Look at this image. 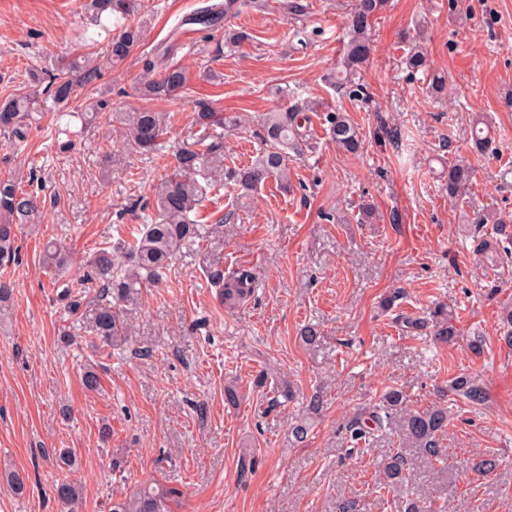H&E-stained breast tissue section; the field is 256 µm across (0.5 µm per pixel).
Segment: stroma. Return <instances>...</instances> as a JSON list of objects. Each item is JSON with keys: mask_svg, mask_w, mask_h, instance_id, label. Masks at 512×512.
Masks as SVG:
<instances>
[{"mask_svg": "<svg viewBox=\"0 0 512 512\" xmlns=\"http://www.w3.org/2000/svg\"><path fill=\"white\" fill-rule=\"evenodd\" d=\"M304 17L276 8L244 12L250 43L213 59L183 43L175 59L189 72L186 89L152 107L169 113L167 146L181 144L200 107L233 112L242 123L224 134V168L258 155L263 113L276 107L326 103L346 112L363 139L360 154L338 151L325 133L326 114L310 113L303 154L293 157L292 189L267 182L247 198L233 181L208 194L199 244L183 250L159 286L144 289L130 310L135 333L101 351L84 319L59 296L86 270L92 254L136 234L129 207L149 199L164 163L130 154L104 171L102 153L122 146L119 130L100 119L71 120L68 156L52 135L57 115L43 113L24 147L0 138V178L37 171L46 181L39 223L26 225L19 264L0 267L14 285L0 318V469L29 475L23 496L0 481V512H63L54 485L61 476L46 450L67 448L77 467L69 478L82 489L78 512H109V500L155 480L178 494L170 512H336L342 498L363 512H404L401 493L378 490L388 439L348 454L341 428L399 388L417 406L436 387L465 373L484 383L489 399L478 410L451 404L446 446L449 467L434 476L419 454L411 459L417 488L438 512H512V351L498 340V313L512 301V265L478 263L474 215L512 213V0H388L371 31L372 54L358 74L369 93L354 102L327 82L347 41L352 0H306ZM87 0H0V97L15 92L35 61L51 65L90 53L95 28ZM205 0H140L147 20L141 52L171 36ZM427 33L431 64L448 76L443 94L426 90L422 74L403 59L417 28ZM137 58L102 74L95 98L108 111L138 107ZM494 128V160L471 153L475 114ZM467 157L476 169L464 203L451 202L439 178L442 164ZM372 205L380 219L359 223ZM232 220H225V213ZM71 252L67 269L45 274L39 259L47 240ZM225 270L244 269L253 295L237 309L217 299L209 254ZM402 289L398 310L425 315L452 306L463 335L484 336L473 358L464 343L446 345L402 333L379 302ZM319 339L302 343V326ZM101 382L87 391L82 376ZM289 384L296 400L263 412L259 372ZM246 385L238 408L224 404V385ZM320 392L324 408L308 442L288 445L290 420L302 417ZM254 467L241 473L243 452ZM494 454V477L472 471V460Z\"/></svg>", "mask_w": 512, "mask_h": 512, "instance_id": "obj_1", "label": "stroma"}]
</instances>
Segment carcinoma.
<instances>
[{"mask_svg":"<svg viewBox=\"0 0 512 512\" xmlns=\"http://www.w3.org/2000/svg\"><path fill=\"white\" fill-rule=\"evenodd\" d=\"M139 0H91L92 21L105 33L107 43L101 53L93 52L77 59L61 61L48 70L32 66L25 85L16 92L0 99V136L14 146L27 141L33 123L41 112H62L88 123L96 118L121 125L125 145L144 155L158 154V147L167 134V116L149 107H134L121 112H100L105 102H86L89 87L103 71L118 67L133 56L141 46L144 23L125 22L128 16L138 12ZM384 0H354L348 19L349 40L345 45L339 69L333 74V84L346 89L348 97L363 101L368 93L365 86L354 76L366 64L371 54L370 31L378 18ZM267 0H217L197 9L185 19L189 25H199L206 31L224 30L219 37L208 38L199 45L201 54L220 56L224 48H238L251 42L253 36L243 28L222 27L223 20L233 11L241 9L262 10ZM278 8L288 16L305 15L304 0H279ZM177 47L173 44L153 54L140 57L144 79L136 88L144 100L168 99L187 87L188 72L174 62ZM406 69L421 72L428 78V90L442 93L448 78L431 65L426 50L415 45L405 58ZM306 116L302 108H280L266 112L262 117L265 148L250 164L234 173L235 181L243 193L248 194L268 180H274L282 188H288L290 179V153H297L305 142L302 121ZM202 136L186 142L166 161L167 173L156 186L152 201L145 202L142 210H153L143 217L137 236L130 242L117 243L112 249L101 248L89 265L79 287L93 289L98 302L90 309L88 333L97 338L100 347H112L132 335V325L127 319L130 307L136 305L142 288L159 281L173 258L190 248L200 238L203 202L208 193L224 187V134L222 130L238 125V117L224 116L203 108L194 117ZM327 135L336 148L345 153H357L362 149L359 128L344 112H331L327 119ZM493 145L489 128L484 119L475 116L472 132V151L484 155ZM475 179L471 162L460 157L448 163L444 175L448 199L453 201L467 194ZM41 199L38 193L21 186L15 177L0 179V262L10 263L19 258L18 233L25 224L38 222ZM474 224H491L492 232L479 238L477 255L486 262H496L509 255L512 244V216L495 213L478 215ZM67 253L55 241L46 242L41 254V266L45 270L58 271L64 267ZM215 276L221 281L218 298L222 305L231 309L243 304L251 295L252 283L248 272H236L224 276L219 261L210 263ZM396 323L401 331L421 335L434 326V337L441 343L455 344L461 334L457 327L455 310L437 305L430 317L397 315ZM499 324L503 335L499 341L512 349V303L505 304L500 312ZM447 395L455 402L473 408H482L487 401V391L476 378L465 374L448 379ZM266 409L274 410L293 398V392L276 387L266 394ZM323 398L318 392L308 401L307 416L292 422L288 433L292 447L305 443L311 432V421L323 408ZM448 427V401L440 399L424 408L408 404L399 388L388 389L379 402L364 413L349 419L344 434L350 451H359V444L374 435L395 438L396 447L391 449L382 462L383 487L405 490L412 482V461L406 449L413 448L439 471L448 468V449L443 437ZM501 460L495 455L479 457L472 469L482 477L496 473ZM29 475L17 469L0 471V480L15 493L22 494L27 488ZM58 500L68 512H76L74 505L81 498V488L63 479L55 484ZM173 490L161 484H148L132 496L112 498L110 512H169L168 502Z\"/></svg>","mask_w":512,"mask_h":512,"instance_id":"1","label":"carcinoma"}]
</instances>
